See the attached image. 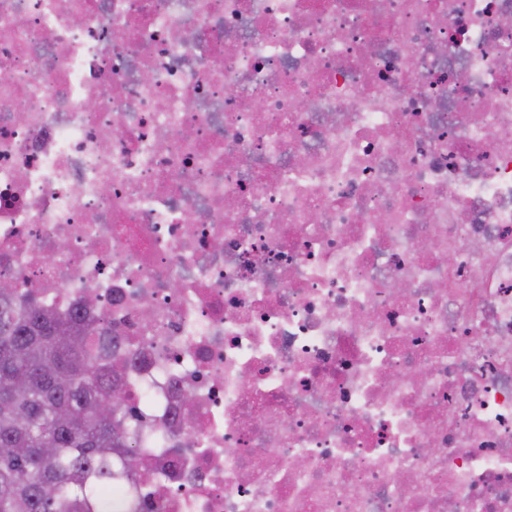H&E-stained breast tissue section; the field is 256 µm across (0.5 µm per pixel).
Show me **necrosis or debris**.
<instances>
[{
    "mask_svg": "<svg viewBox=\"0 0 512 512\" xmlns=\"http://www.w3.org/2000/svg\"><path fill=\"white\" fill-rule=\"evenodd\" d=\"M1 281L128 512H512V0H0Z\"/></svg>",
    "mask_w": 512,
    "mask_h": 512,
    "instance_id": "1",
    "label": "necrosis or debris"
}]
</instances>
